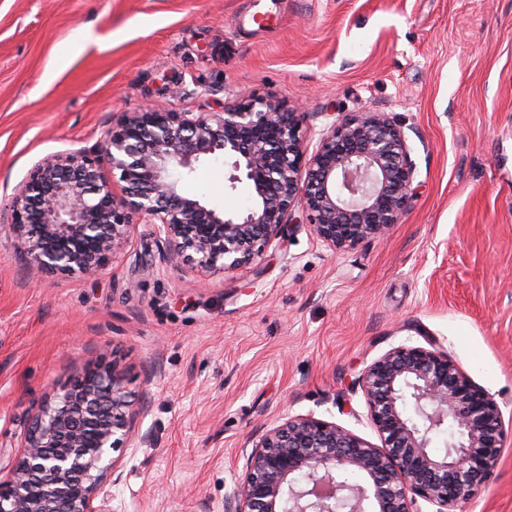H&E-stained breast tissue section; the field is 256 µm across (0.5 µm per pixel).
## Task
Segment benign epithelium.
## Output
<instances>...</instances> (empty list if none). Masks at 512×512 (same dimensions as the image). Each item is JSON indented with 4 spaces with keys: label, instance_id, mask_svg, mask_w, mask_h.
Returning <instances> with one entry per match:
<instances>
[{
    "label": "benign epithelium",
    "instance_id": "benign-epithelium-1",
    "mask_svg": "<svg viewBox=\"0 0 512 512\" xmlns=\"http://www.w3.org/2000/svg\"><path fill=\"white\" fill-rule=\"evenodd\" d=\"M305 112L268 95L218 112H127L93 150L48 155L14 197L24 255L47 273L92 276L126 246L132 217L156 226L164 263L224 273L252 264L289 232L295 212L334 250L385 236L406 213L416 164L383 112L333 124L308 152ZM224 157L252 203L232 212L183 192L201 161ZM358 385L380 444L311 414L243 446L242 477L224 512H414L416 498L456 512L485 487L503 445L501 410L448 354L391 348ZM124 371L99 357L31 408L0 512H112L103 491L135 430ZM448 427L446 449H431Z\"/></svg>",
    "mask_w": 512,
    "mask_h": 512
}]
</instances>
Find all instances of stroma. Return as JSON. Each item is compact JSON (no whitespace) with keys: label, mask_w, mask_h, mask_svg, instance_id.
I'll return each mask as SVG.
<instances>
[{"label":"stroma","mask_w":512,"mask_h":512,"mask_svg":"<svg viewBox=\"0 0 512 512\" xmlns=\"http://www.w3.org/2000/svg\"><path fill=\"white\" fill-rule=\"evenodd\" d=\"M249 92L302 106L311 150L335 121L389 113L417 169L400 223L346 251L296 224L225 274L165 266L139 219L97 276L25 262L8 219L40 159L145 104ZM185 188L252 200L220 157ZM401 344L448 354L498 404L493 476L460 508L512 512V0H0V481L32 402L104 353L153 438L124 451L112 512H224L243 445L288 418L378 443L357 378Z\"/></svg>","instance_id":"35a3bbf8"}]
</instances>
